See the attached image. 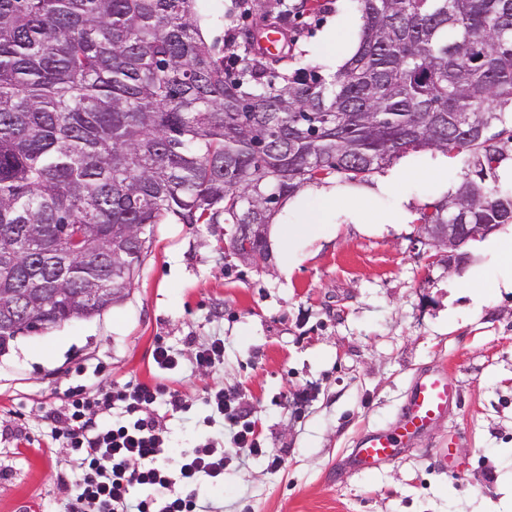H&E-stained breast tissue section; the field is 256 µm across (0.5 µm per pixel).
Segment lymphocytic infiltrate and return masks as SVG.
Here are the masks:
<instances>
[{"mask_svg": "<svg viewBox=\"0 0 512 512\" xmlns=\"http://www.w3.org/2000/svg\"><path fill=\"white\" fill-rule=\"evenodd\" d=\"M186 412L178 390L162 382L131 379L89 393L68 394L62 407L47 410L43 422L52 440L70 458L59 480L70 487L66 512H203L197 496L200 479L224 481V451L209 437L193 448L170 446L162 420L154 414ZM206 427L226 422L238 448L259 452L254 422L245 420L233 394L207 393Z\"/></svg>", "mask_w": 512, "mask_h": 512, "instance_id": "obj_1", "label": "lymphocytic infiltrate"}]
</instances>
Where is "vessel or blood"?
I'll return each instance as SVG.
<instances>
[{"label": "vessel or blood", "mask_w": 512, "mask_h": 512, "mask_svg": "<svg viewBox=\"0 0 512 512\" xmlns=\"http://www.w3.org/2000/svg\"><path fill=\"white\" fill-rule=\"evenodd\" d=\"M456 398L447 371L416 377L408 401L389 430L373 431L360 438L353 450L357 471H369L395 458L402 446L411 443L427 426L445 417Z\"/></svg>", "instance_id": "vessel-or-blood-1"}]
</instances>
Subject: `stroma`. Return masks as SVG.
<instances>
[{
    "label": "stroma",
    "mask_w": 512,
    "mask_h": 512,
    "mask_svg": "<svg viewBox=\"0 0 512 512\" xmlns=\"http://www.w3.org/2000/svg\"><path fill=\"white\" fill-rule=\"evenodd\" d=\"M265 0H249V18L233 0H198L205 41L225 53L231 26H255ZM343 20L356 38L360 18L348 0H307L284 31L304 66L332 73L324 32ZM403 167L390 193L333 177L359 210L352 223L331 221L301 240L289 229L305 214L329 209L303 190L301 209L284 202L273 219V273L224 267L220 224H158L132 289L120 304L15 340L0 357V429L23 426L19 443L0 440V512H65L57 475L66 449L46 454L42 415L68 391H93L131 379L155 381L152 351L164 341L192 357L215 338L224 362L184 368L172 388L189 410L168 420L171 439L195 447L209 430L202 401L222 388L241 398L257 424L262 453L243 457L224 437V484L202 485L206 512H512V293L494 286L497 264L469 241L464 266L449 270L441 253L418 240L417 215L461 180L456 161L434 153ZM410 203L412 220L377 216ZM293 265H286L288 253ZM481 265L485 300L473 306L464 277ZM447 370L458 401L396 459L369 472L351 469L358 438L390 427L410 382ZM452 453L455 473L441 464Z\"/></svg>",
    "instance_id": "stroma-1"
}]
</instances>
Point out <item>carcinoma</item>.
<instances>
[{
  "label": "carcinoma",
  "instance_id": "obj_1",
  "mask_svg": "<svg viewBox=\"0 0 512 512\" xmlns=\"http://www.w3.org/2000/svg\"><path fill=\"white\" fill-rule=\"evenodd\" d=\"M197 0H0V289L65 322L66 297L129 288L153 224H271L305 185L366 181L413 149L462 160L422 224H512V0H353L332 76L230 60ZM127 262L115 274L112 262ZM0 295V356L22 329Z\"/></svg>",
  "mask_w": 512,
  "mask_h": 512
}]
</instances>
